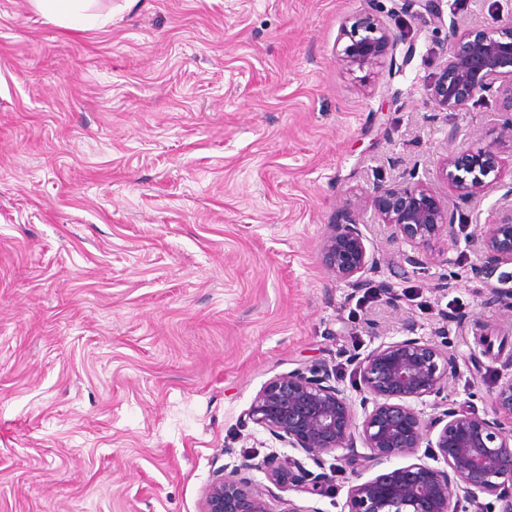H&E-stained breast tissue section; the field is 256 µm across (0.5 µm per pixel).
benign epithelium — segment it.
<instances>
[{
  "mask_svg": "<svg viewBox=\"0 0 512 512\" xmlns=\"http://www.w3.org/2000/svg\"><path fill=\"white\" fill-rule=\"evenodd\" d=\"M405 35L373 17L356 18L342 27L336 57L349 69L372 70ZM503 82L502 108L512 112V18L485 29L448 27L446 58L431 85L435 104L455 111ZM448 185L462 198H477L501 181L496 144L463 147L440 162ZM365 206L394 237L417 250L403 254L414 274H424L432 261L419 252L438 240L456 238L454 213L421 181L391 188L374 187ZM469 244L492 263H512V189L501 198L497 217L483 225ZM326 269L361 287L370 258L360 228L359 212L347 210L329 225L322 246ZM455 360L420 337L387 342L358 358L357 374L362 419L338 389L331 371L310 367L271 379L256 396L248 416L272 437L305 454L322 458L350 448L360 438L369 454V468L392 457L411 456L422 444L438 449L445 468L414 463L356 483L348 490L347 512H469L474 488L495 496L500 512H512V378L491 400L494 418H482L453 405L437 419L426 421L413 406L425 397L441 398ZM269 484L259 488L242 475L253 465L243 463L236 474L219 476L204 493L202 512H272L270 502L283 492L321 495L322 481L306 482L295 458L270 456L259 464Z\"/></svg>",
  "mask_w": 512,
  "mask_h": 512,
  "instance_id": "benign-epithelium-1",
  "label": "benign epithelium"
}]
</instances>
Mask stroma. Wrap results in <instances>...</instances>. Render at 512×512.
<instances>
[{
    "instance_id": "stroma-1",
    "label": "stroma",
    "mask_w": 512,
    "mask_h": 512,
    "mask_svg": "<svg viewBox=\"0 0 512 512\" xmlns=\"http://www.w3.org/2000/svg\"><path fill=\"white\" fill-rule=\"evenodd\" d=\"M92 0L72 31L0 0V512H201L221 469L299 457L344 512L361 441L316 462L247 412L273 377L322 366L353 403L356 357L406 333L452 353L446 398L479 416L512 376V308L468 239L512 186L497 92L456 111L430 85L448 20L484 28L512 0ZM400 11L373 71L336 57L346 20ZM456 141H449V131ZM497 142V187L460 199L439 168ZM423 181L460 216L448 264L397 275L407 245L362 201ZM362 210L378 299L322 261L328 224Z\"/></svg>"
}]
</instances>
